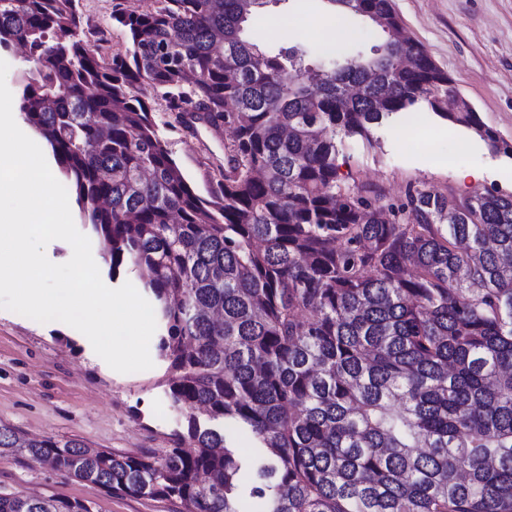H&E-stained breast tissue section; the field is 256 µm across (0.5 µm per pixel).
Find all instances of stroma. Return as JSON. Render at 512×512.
Returning a JSON list of instances; mask_svg holds the SVG:
<instances>
[{
	"instance_id": "obj_1",
	"label": "stroma",
	"mask_w": 512,
	"mask_h": 512,
	"mask_svg": "<svg viewBox=\"0 0 512 512\" xmlns=\"http://www.w3.org/2000/svg\"><path fill=\"white\" fill-rule=\"evenodd\" d=\"M408 34L447 71L461 96L482 120L512 140V0H391ZM90 31L107 33L104 53L122 48L126 37L112 25V0H80ZM344 21L353 35L363 21L336 18L325 0H268L252 17L250 34L262 45L301 43L323 48ZM158 113L168 148L199 194L208 186L201 159L224 161L231 134L204 123L168 124ZM375 145L346 140L354 175L382 185L390 196L408 186L447 189L464 197L497 187L512 192V158L494 153L465 129L416 109L394 127L374 130ZM480 172L461 182L459 170ZM74 328L40 323L0 308V423L31 437L79 439L94 448L129 453L172 447L181 414L166 396L167 365L151 349V370L122 374L93 362ZM0 493L54 495L91 502L93 512H178L176 503L119 497L65 478L24 454L0 457Z\"/></svg>"
}]
</instances>
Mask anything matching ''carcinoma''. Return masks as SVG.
<instances>
[{"instance_id":"cac0c4a2","label":"carcinoma","mask_w":512,"mask_h":512,"mask_svg":"<svg viewBox=\"0 0 512 512\" xmlns=\"http://www.w3.org/2000/svg\"><path fill=\"white\" fill-rule=\"evenodd\" d=\"M113 0L109 58L79 0H0V51L24 48L18 112L51 151L112 277L145 276L186 431L138 453L79 439L16 448L113 496L184 512H512V193L392 198L341 174L344 139L416 106L496 153L512 141L459 97L390 0H326L362 18L371 54L248 38L268 0ZM164 112L224 126L198 195ZM361 93L352 96V87ZM239 433L257 448L235 446ZM0 512H93L0 493Z\"/></svg>"}]
</instances>
